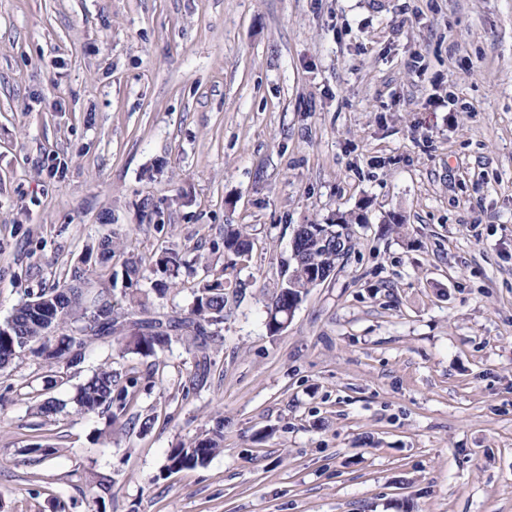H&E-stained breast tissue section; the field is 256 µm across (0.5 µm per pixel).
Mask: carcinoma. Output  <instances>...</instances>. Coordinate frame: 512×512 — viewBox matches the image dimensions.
<instances>
[{
  "instance_id": "1",
  "label": "carcinoma",
  "mask_w": 512,
  "mask_h": 512,
  "mask_svg": "<svg viewBox=\"0 0 512 512\" xmlns=\"http://www.w3.org/2000/svg\"><path fill=\"white\" fill-rule=\"evenodd\" d=\"M361 221L360 216H342L340 221L327 224H299L301 229L298 247L301 261L293 262L292 268L278 290L266 303V328L269 333L281 331L284 312H295L309 290L318 286L315 274L329 279L336 263L352 248L349 224ZM253 241L247 227L242 224L224 225L223 280L206 281L194 291V299L187 314L167 316L149 310L139 295L142 258L127 250L120 234L104 238L99 244V263L107 264L116 253L126 255L123 278L128 306L118 312L112 301L101 295L88 297L80 288L81 272L73 270L70 282L37 294L47 298L51 309H31L23 300L11 315L19 331H0V368L29 352L53 366L66 362L76 366L84 359L87 337L118 336L125 350L145 358L158 357L173 340L181 341L197 357L195 371L189 379V388L195 390L206 385L217 361L210 351L221 339L216 325L224 322V312L229 306L226 286L237 280L238 266L252 256ZM166 280L158 283L156 292L163 294L175 285L182 259L175 251H164L156 261ZM80 321L82 326L73 323ZM117 373L104 366L77 389L74 402L83 414L108 413L111 422L117 416L112 413L113 387ZM224 449V426L206 430L189 441L169 450L165 469L169 473L204 466Z\"/></svg>"
}]
</instances>
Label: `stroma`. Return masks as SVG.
I'll use <instances>...</instances> for the list:
<instances>
[{"label":"stroma","instance_id":"1","mask_svg":"<svg viewBox=\"0 0 512 512\" xmlns=\"http://www.w3.org/2000/svg\"><path fill=\"white\" fill-rule=\"evenodd\" d=\"M352 212L269 334L296 226ZM228 224L254 250L201 389L179 341L0 370V512H512V0H0V325L115 232L186 314ZM105 365L148 432L78 412ZM155 264L166 276L165 281H160V283L156 284L159 287L155 288V291L159 294H164L171 286L176 284L175 279L178 277L179 269L184 263L177 252L166 250L158 255ZM224 449V427L219 425L216 430H206L189 441L170 448L165 469L174 473L183 469L204 466L216 454Z\"/></svg>","mask_w":512,"mask_h":512}]
</instances>
